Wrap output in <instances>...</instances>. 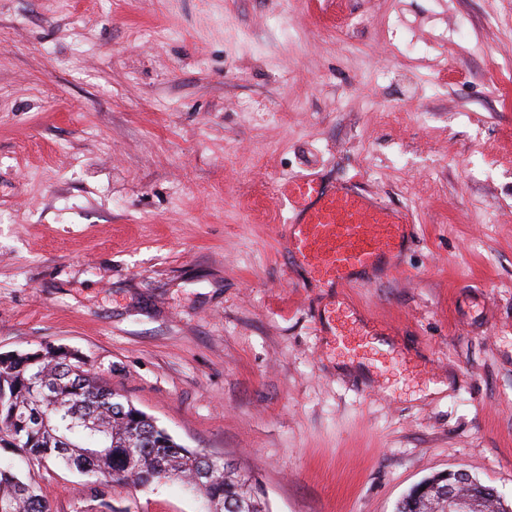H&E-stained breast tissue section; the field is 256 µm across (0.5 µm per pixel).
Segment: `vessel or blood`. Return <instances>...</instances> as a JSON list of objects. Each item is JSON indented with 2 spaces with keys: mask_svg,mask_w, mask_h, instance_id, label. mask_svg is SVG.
Returning a JSON list of instances; mask_svg holds the SVG:
<instances>
[{
  "mask_svg": "<svg viewBox=\"0 0 512 512\" xmlns=\"http://www.w3.org/2000/svg\"><path fill=\"white\" fill-rule=\"evenodd\" d=\"M291 216L288 250L319 283L340 288L396 254L411 226L402 214L345 188L303 176L284 186Z\"/></svg>",
  "mask_w": 512,
  "mask_h": 512,
  "instance_id": "1",
  "label": "vessel or blood"
}]
</instances>
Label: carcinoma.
Masks as SVG:
<instances>
[{
	"label": "carcinoma",
	"mask_w": 512,
	"mask_h": 512,
	"mask_svg": "<svg viewBox=\"0 0 512 512\" xmlns=\"http://www.w3.org/2000/svg\"><path fill=\"white\" fill-rule=\"evenodd\" d=\"M21 451L30 462L49 460L101 484L147 486L173 475L198 490L210 512L246 503V512H268L259 489L232 462L215 461L177 443L124 395L103 384L76 351L44 345L0 356V452ZM214 466L216 478L201 471ZM439 506L436 487H414L396 512ZM0 512H52L31 477L0 460Z\"/></svg>",
	"instance_id": "obj_1"
}]
</instances>
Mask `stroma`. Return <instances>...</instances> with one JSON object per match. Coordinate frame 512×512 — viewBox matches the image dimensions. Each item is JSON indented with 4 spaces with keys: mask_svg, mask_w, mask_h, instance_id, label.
Instances as JSON below:
<instances>
[{
    "mask_svg": "<svg viewBox=\"0 0 512 512\" xmlns=\"http://www.w3.org/2000/svg\"><path fill=\"white\" fill-rule=\"evenodd\" d=\"M297 173L404 213L396 267L293 263ZM44 344L270 512L455 469L512 504V0H0V353ZM17 466L53 512H204Z\"/></svg>",
    "mask_w": 512,
    "mask_h": 512,
    "instance_id": "stroma-1",
    "label": "stroma"
}]
</instances>
